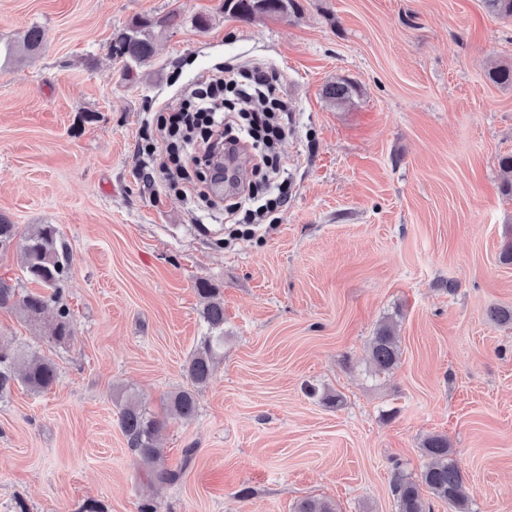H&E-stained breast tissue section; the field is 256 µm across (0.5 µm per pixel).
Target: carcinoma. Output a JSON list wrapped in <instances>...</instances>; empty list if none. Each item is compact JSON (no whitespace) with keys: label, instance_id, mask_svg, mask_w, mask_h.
<instances>
[{"label":"carcinoma","instance_id":"carcinoma-1","mask_svg":"<svg viewBox=\"0 0 512 512\" xmlns=\"http://www.w3.org/2000/svg\"><path fill=\"white\" fill-rule=\"evenodd\" d=\"M295 0H221V9L239 21H250L257 16L282 17L295 10ZM179 14L170 12L155 18L135 19L112 38V56L145 64L154 56L153 33L156 28H170L177 24ZM17 249L22 256V271L27 279L43 288L41 293H26L15 299L16 289L0 279V308L18 307L22 315L38 320L48 309L55 310V319L49 326L50 341L62 344L73 335L71 312L63 299L62 285L68 278L71 255L53 224H38L31 231L20 234L17 225L0 213V252ZM196 293L203 299L200 316L210 330L193 353L186 368L189 387L171 393L167 398L169 410L183 420L195 417L198 391L213 377L217 360L224 355V301L219 290L208 281L196 282ZM370 367L381 375L394 369L399 361L398 336L392 324L377 328L369 344ZM54 361L38 352L14 346L0 338V402L7 400L15 382H22L30 391L39 394L49 390L57 380ZM119 421L140 462L148 467L152 480L172 484L179 473L167 468L158 444L164 422L143 408L133 397L124 399L119 408ZM425 462L416 475L394 468L391 478L392 493L399 504V512H429L428 497L448 503L455 512H467L466 479L463 470L443 435L428 437L421 448ZM297 512H335L333 506L320 499L307 498L298 505Z\"/></svg>","mask_w":512,"mask_h":512}]
</instances>
